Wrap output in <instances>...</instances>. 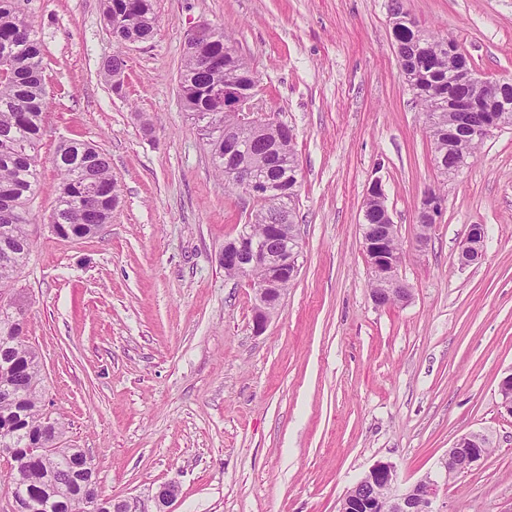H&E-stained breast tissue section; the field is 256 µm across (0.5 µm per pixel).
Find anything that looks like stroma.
<instances>
[{
	"label": "stroma",
	"instance_id": "35a3bbf8",
	"mask_svg": "<svg viewBox=\"0 0 512 512\" xmlns=\"http://www.w3.org/2000/svg\"><path fill=\"white\" fill-rule=\"evenodd\" d=\"M477 73L512 79V0H401ZM43 44L48 117L30 204L32 249L12 290L40 353L45 408L92 456L100 498L178 486L174 512H337L379 460L401 487L465 434L488 457L448 480L440 512H512V127L455 178L437 170L401 72L391 0H158L152 40L118 48L103 0H21ZM222 29L254 68L258 107L295 130L298 274L263 331L225 276L252 202L228 188L178 93L187 32ZM121 55L122 88L102 64ZM107 154L121 203L86 238L50 229L65 140ZM380 182L407 303L375 306L360 225ZM440 189L426 247L417 208ZM479 263H457L469 225Z\"/></svg>",
	"mask_w": 512,
	"mask_h": 512
}]
</instances>
